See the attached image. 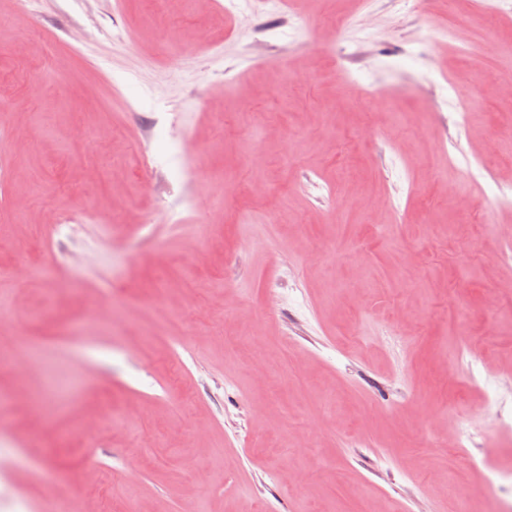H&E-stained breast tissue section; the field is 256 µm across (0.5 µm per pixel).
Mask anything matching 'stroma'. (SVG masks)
Returning <instances> with one entry per match:
<instances>
[{"instance_id":"stroma-1","label":"stroma","mask_w":512,"mask_h":512,"mask_svg":"<svg viewBox=\"0 0 512 512\" xmlns=\"http://www.w3.org/2000/svg\"><path fill=\"white\" fill-rule=\"evenodd\" d=\"M224 2L0 0V512H476L512 0Z\"/></svg>"}]
</instances>
